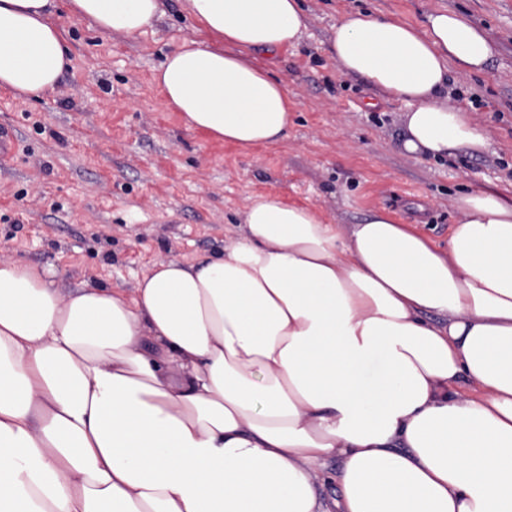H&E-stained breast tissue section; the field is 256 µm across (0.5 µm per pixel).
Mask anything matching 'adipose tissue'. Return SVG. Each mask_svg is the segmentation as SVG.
<instances>
[{
    "label": "adipose tissue",
    "mask_w": 512,
    "mask_h": 512,
    "mask_svg": "<svg viewBox=\"0 0 512 512\" xmlns=\"http://www.w3.org/2000/svg\"><path fill=\"white\" fill-rule=\"evenodd\" d=\"M136 36L160 0H68ZM56 0H0V88L40 97L70 64ZM200 39L152 81L187 128L248 151L292 101L260 56L296 46L299 0H185ZM330 52L404 101L401 152L488 141L448 104L494 48L462 15L351 10ZM447 248L378 212L341 228L251 198L222 255L161 260L133 296L0 262V512H512V204L456 197ZM337 458L342 494L318 471Z\"/></svg>",
    "instance_id": "ef3b65f1"
}]
</instances>
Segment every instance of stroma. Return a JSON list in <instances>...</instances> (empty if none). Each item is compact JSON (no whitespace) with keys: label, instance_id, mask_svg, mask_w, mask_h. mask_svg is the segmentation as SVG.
<instances>
[{"label":"stroma","instance_id":"obj_1","mask_svg":"<svg viewBox=\"0 0 512 512\" xmlns=\"http://www.w3.org/2000/svg\"><path fill=\"white\" fill-rule=\"evenodd\" d=\"M307 28L273 75L294 102L287 139L244 152L187 128L152 82L165 54L199 38L182 0H163L152 30L129 37L58 7L71 67L53 91L0 89V126L17 154L0 167V262L54 273L60 293L84 282L132 293L157 260L223 253L258 194L310 206L328 224L376 211L447 247L455 197L476 188L512 202V0H302ZM363 10L420 26L453 10L494 48L487 69L454 80L455 104L484 129L477 154L407 155L405 102L340 73L330 53L340 14Z\"/></svg>","mask_w":512,"mask_h":512}]
</instances>
